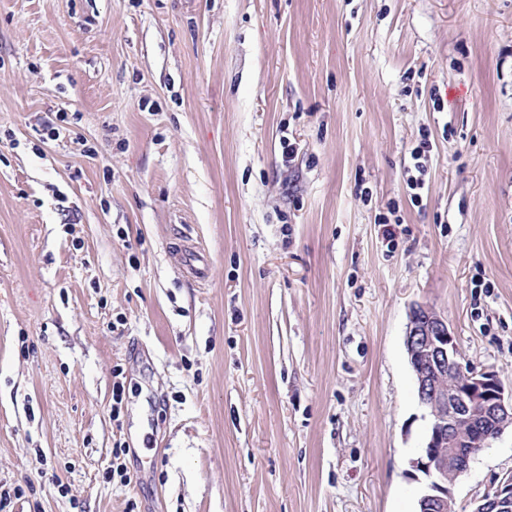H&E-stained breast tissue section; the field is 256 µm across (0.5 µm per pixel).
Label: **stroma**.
I'll return each mask as SVG.
<instances>
[{"label":"stroma","mask_w":512,"mask_h":512,"mask_svg":"<svg viewBox=\"0 0 512 512\" xmlns=\"http://www.w3.org/2000/svg\"><path fill=\"white\" fill-rule=\"evenodd\" d=\"M416 304L512 389V0H0V512H416Z\"/></svg>","instance_id":"stroma-1"}]
</instances>
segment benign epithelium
<instances>
[{"label":"benign epithelium","mask_w":512,"mask_h":512,"mask_svg":"<svg viewBox=\"0 0 512 512\" xmlns=\"http://www.w3.org/2000/svg\"><path fill=\"white\" fill-rule=\"evenodd\" d=\"M405 345L429 417L426 446L411 461L424 476L420 512H456L448 472L464 475L478 450L512 428V394L495 372L470 365L447 319L428 306L411 308ZM471 512H512V480L493 484Z\"/></svg>","instance_id":"7a95c632"}]
</instances>
